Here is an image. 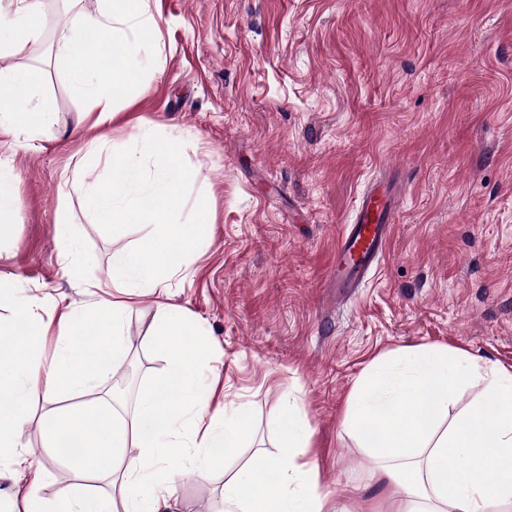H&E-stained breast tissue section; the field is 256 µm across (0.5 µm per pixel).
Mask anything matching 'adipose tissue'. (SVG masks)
<instances>
[{"label": "adipose tissue", "mask_w": 512, "mask_h": 512, "mask_svg": "<svg viewBox=\"0 0 512 512\" xmlns=\"http://www.w3.org/2000/svg\"><path fill=\"white\" fill-rule=\"evenodd\" d=\"M16 37L12 51L32 54L43 40L40 0H16L4 19ZM82 25L99 44L131 34L144 41L157 22L147 0H108ZM54 66L67 75L97 123L113 118V105L129 80L125 56L101 62L99 54L71 27L54 36ZM40 79L27 67L0 70V137H19L51 123L48 107L27 102ZM154 161L151 191L140 188L141 172L130 158L113 156L112 184L83 198L100 223L134 217L148 229L139 246L113 252V299L79 312L65 297L53 299L62 311L65 342L52 356L42 351L48 325L36 306H19L0 347V466L21 493L22 512H169L175 492L170 467L187 458L200 475L223 468L224 452L253 433L247 404L213 406L200 381L205 330L183 309L163 303L150 326L160 344L164 368L144 392L132 419L100 401L58 408L59 393L82 392L88 375L109 379L125 362L127 297L145 290L164 295L166 275L180 271L172 254L191 258L202 247L201 224H179L174 212L179 186L189 176L179 142L161 141L150 131L140 137ZM477 387L475 401L456 417L448 410L461 384ZM49 404L43 425L47 452L76 473L53 496L42 488L49 472L33 464L20 445L34 398ZM345 426L372 425L363 445L378 462L373 475L391 487L389 512H497L512 506V371L448 350L422 345L395 352L358 381ZM313 430L298 404L284 403L278 421L275 457L258 455L224 482V512H345L332 493L319 489L318 472L306 461ZM104 474L108 489L90 483Z\"/></svg>", "instance_id": "1"}]
</instances>
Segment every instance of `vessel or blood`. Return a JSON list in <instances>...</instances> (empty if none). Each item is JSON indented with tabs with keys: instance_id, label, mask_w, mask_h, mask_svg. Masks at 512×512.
Instances as JSON below:
<instances>
[{
	"instance_id": "vessel-or-blood-1",
	"label": "vessel or blood",
	"mask_w": 512,
	"mask_h": 512,
	"mask_svg": "<svg viewBox=\"0 0 512 512\" xmlns=\"http://www.w3.org/2000/svg\"><path fill=\"white\" fill-rule=\"evenodd\" d=\"M399 204L397 186L387 180L373 181L363 189L354 216L343 226L336 241L330 285L349 293L363 284L384 258Z\"/></svg>"
}]
</instances>
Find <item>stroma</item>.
Returning a JSON list of instances; mask_svg holds the SVG:
<instances>
[{
    "instance_id": "obj_1",
    "label": "stroma",
    "mask_w": 512,
    "mask_h": 512,
    "mask_svg": "<svg viewBox=\"0 0 512 512\" xmlns=\"http://www.w3.org/2000/svg\"><path fill=\"white\" fill-rule=\"evenodd\" d=\"M103 0H43L46 34L76 25ZM155 43L128 53L135 79L117 116L96 124L68 78L42 62L36 97L52 126L0 145L18 175L0 234V302L65 295L79 311L111 298L112 253L138 245V219L102 224L82 207L109 184L104 156L141 154L142 127L181 140L193 175L177 220L207 215L202 250L166 282L164 300L204 327L202 378L219 402H244L253 436L229 470L276 456L285 396L315 433L306 454L322 488L348 512H384L389 489L343 420L357 380L405 347L443 346L512 371V0H148ZM399 178L390 244L377 272L337 299L326 285L336 240L374 177ZM78 237L70 249L56 226ZM157 295L125 316V393L92 380L63 404L108 399L131 419L164 363L147 328ZM33 400L21 444L51 473L52 495L74 477L51 458ZM173 512H224L225 475L202 478L185 460Z\"/></svg>"
}]
</instances>
